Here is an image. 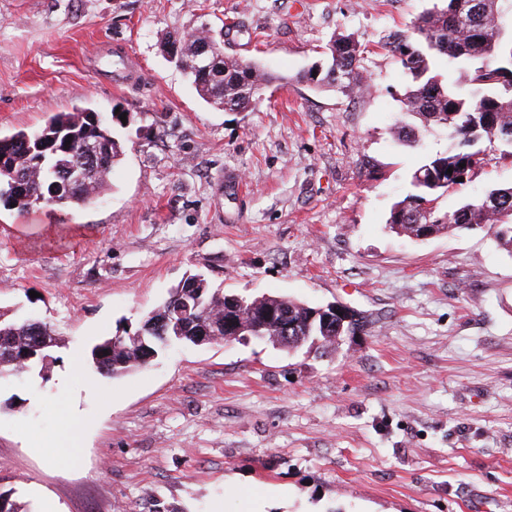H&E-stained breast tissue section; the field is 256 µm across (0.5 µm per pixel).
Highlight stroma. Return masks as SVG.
<instances>
[{"label": "stroma", "mask_w": 512, "mask_h": 512, "mask_svg": "<svg viewBox=\"0 0 512 512\" xmlns=\"http://www.w3.org/2000/svg\"><path fill=\"white\" fill-rule=\"evenodd\" d=\"M434 0H0V134L119 109L111 186L75 210L0 207V315L45 323L55 363L0 379V492L26 512H512V256L496 230L391 232L446 130L399 140L386 48ZM209 25L287 77L217 109L162 50ZM366 47L368 95L301 82ZM440 205L512 183V155ZM240 188H227V177ZM194 274L361 312L333 355L255 340L74 375L92 345Z\"/></svg>", "instance_id": "stroma-1"}]
</instances>
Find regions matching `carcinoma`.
Segmentation results:
<instances>
[{"label":"carcinoma","mask_w":512,"mask_h":512,"mask_svg":"<svg viewBox=\"0 0 512 512\" xmlns=\"http://www.w3.org/2000/svg\"><path fill=\"white\" fill-rule=\"evenodd\" d=\"M444 2L445 6L422 14L411 34L393 43L391 51L410 76L399 99L400 112L424 129L447 130L453 146L430 156L415 170L412 191L392 206L387 224L392 231L417 240L421 223L429 225L431 235L497 226L499 245L512 255V186L493 188L453 210L439 205L448 190L465 187L484 167L485 156L472 149L481 137L497 138L512 155V30L505 26V17L512 18V0ZM212 32L202 25L180 37L182 69L204 101L222 102L226 111H249L270 84L286 80L254 61L224 54L209 70H202L195 50ZM363 53L354 36L335 38L327 47L325 74L310 72L304 79L347 95L360 94L370 86ZM456 71L468 74V88L452 80ZM118 127L123 123L111 115L103 120L94 109L75 106L52 115L38 129L0 135V205L28 213L44 206L78 209L90 202L110 185L123 155L115 133ZM461 163L465 167H459ZM424 203L431 205L428 217L417 215ZM191 279L196 287L172 289L135 331L108 337L92 347L91 358L100 375L127 374L146 356L159 357L172 345L193 342L195 336H232L269 311L275 319L266 329L267 342L290 349L317 343L332 353L344 332L365 326L363 317L353 311L340 332L334 322H324L321 307L268 293L249 296L245 306L235 308L234 295L211 287L204 277ZM6 344L17 349L43 344L49 355L56 338L40 322L1 319L0 361Z\"/></svg>","instance_id":"cac0c4a2"}]
</instances>
